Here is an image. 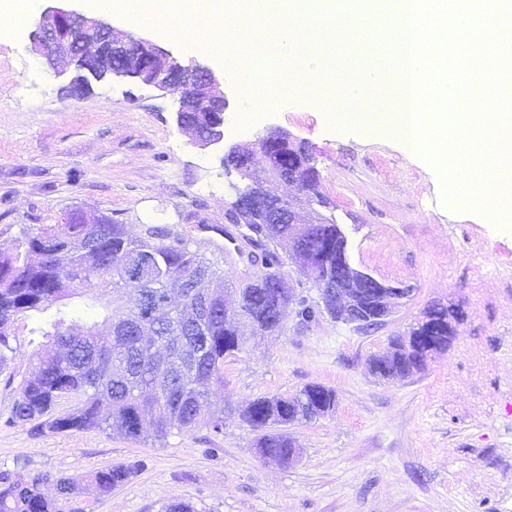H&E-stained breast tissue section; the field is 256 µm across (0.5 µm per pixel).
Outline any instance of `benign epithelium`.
Segmentation results:
<instances>
[{
    "label": "benign epithelium",
    "mask_w": 512,
    "mask_h": 512,
    "mask_svg": "<svg viewBox=\"0 0 512 512\" xmlns=\"http://www.w3.org/2000/svg\"><path fill=\"white\" fill-rule=\"evenodd\" d=\"M57 5L46 7L29 34L30 51L50 65L65 61L69 69H58L56 74L67 77V88L75 93L92 82L114 78L127 79L154 88L165 94L176 93V86L186 85L193 95H179V106L174 112L177 126L187 133L192 144L207 148L224 141V112L228 101L224 97V80L205 65L184 66L173 53L148 38L117 32L112 26L95 17L87 16L70 6L71 0H56ZM268 167L267 177L251 181L239 192L233 204L235 224L244 223L243 209L258 208L263 196L273 203L269 208L268 223L287 224L288 256L296 258L305 270L317 275L307 254L300 249V240L310 223H301L291 201L280 197L273 186L288 182L304 186V191L317 193L320 172L312 154L302 143L281 129L267 132L260 140ZM286 145L296 163L288 173L275 163L273 148ZM252 150L237 144L229 148L225 162L240 174H250ZM342 259L348 266L358 288H343L339 278L319 281L320 292L336 306V315L362 329H377L386 323L393 309L406 298L410 289L405 286H386L371 274L351 266L348 240L341 236Z\"/></svg>",
    "instance_id": "benign-epithelium-1"
}]
</instances>
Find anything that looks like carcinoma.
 Here are the masks:
<instances>
[{
    "label": "carcinoma",
    "instance_id": "obj_1",
    "mask_svg": "<svg viewBox=\"0 0 512 512\" xmlns=\"http://www.w3.org/2000/svg\"><path fill=\"white\" fill-rule=\"evenodd\" d=\"M255 217L259 221L246 225L247 237L263 246V271L232 289L238 307L229 315L221 293L174 290L178 279L191 284L220 274L165 224H146L140 237L131 238L125 225L105 218L98 225L91 263L82 257L68 261L54 256L56 239L82 240L84 224H43L25 231L24 255H0V371L16 352L12 338L18 315L79 293L98 301L107 295L106 288L118 283L133 286V292L112 299L101 325L94 321L76 331L65 325L66 313H61L32 356L35 371L21 384L12 422L56 433L117 426L133 440L148 427L158 441L202 423L221 431L224 416L210 413L209 388L224 384V359L245 345L238 320L271 333L282 327V309L290 303L297 306L303 324L330 312L326 303L320 306L288 294L284 260L270 247L288 239V225L266 223L261 211ZM336 232V222L328 219L313 225L303 244L320 265L321 279L336 275ZM381 358L385 364L375 371L381 378L423 370L415 362L413 347L399 336L390 339ZM63 397L75 398L76 406L57 415L54 406ZM335 406V391L313 383L290 396L257 398L241 417L259 432L256 447L261 455L286 460L295 444L288 426L307 420L310 413L329 414ZM143 467L140 460L96 471L84 481L59 477L54 498L40 491L43 478L26 479L17 469L0 468V512H66L71 500L84 494L109 495Z\"/></svg>",
    "mask_w": 512,
    "mask_h": 512
}]
</instances>
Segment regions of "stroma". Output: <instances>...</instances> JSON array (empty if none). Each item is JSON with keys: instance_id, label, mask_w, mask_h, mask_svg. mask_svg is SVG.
Masks as SVG:
<instances>
[{"instance_id": "obj_1", "label": "stroma", "mask_w": 512, "mask_h": 512, "mask_svg": "<svg viewBox=\"0 0 512 512\" xmlns=\"http://www.w3.org/2000/svg\"><path fill=\"white\" fill-rule=\"evenodd\" d=\"M178 56L213 67L229 106L224 141L200 149L177 127L176 96L122 80L75 98L29 51L27 33L0 27V254H15L24 229L61 223L73 209L105 214L139 236L165 224L187 242L195 225L221 224L245 180L224 167L229 146L267 129L306 143L320 171L322 217L339 224L352 265L411 290L386 323L368 331L328 316L252 336L225 360L209 396L224 416L164 442L119 431L36 432L12 423L19 386L32 370L37 329L57 308L20 314L17 353L0 371V467L54 479L144 461L106 497L85 494L72 512H162L185 500L198 512H512V229L445 202L440 172L395 141L329 125V112L274 86L275 107H249L236 79L208 54L148 24L129 27ZM267 168L261 150L251 170ZM456 314L448 349L420 373L371 375L368 360L406 334L432 305ZM319 383L336 393L333 413L292 425L298 457L261 459L240 412L262 396Z\"/></svg>"}]
</instances>
